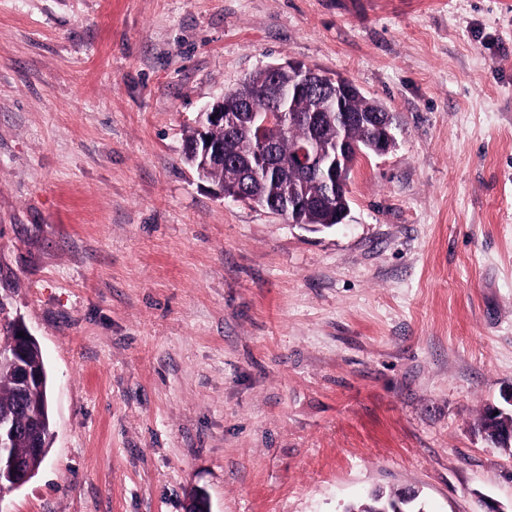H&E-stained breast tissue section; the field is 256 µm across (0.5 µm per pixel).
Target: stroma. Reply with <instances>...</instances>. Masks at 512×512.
Here are the masks:
<instances>
[{
	"label": "stroma",
	"mask_w": 512,
	"mask_h": 512,
	"mask_svg": "<svg viewBox=\"0 0 512 512\" xmlns=\"http://www.w3.org/2000/svg\"><path fill=\"white\" fill-rule=\"evenodd\" d=\"M397 124L344 224L219 198L183 161L265 65ZM0 315L55 438L0 512H512L479 431L512 388V0H0ZM240 112H229L228 100L223 96L213 104L206 106L198 116V126L201 128L213 123L225 122L228 128H234L240 121L236 117ZM205 134L215 141H224L228 136L227 128L220 124H213L205 130ZM398 494L399 491H383V496L379 498L377 495L370 493L365 500L353 504L351 510H358L359 512H378L381 509L387 508L391 511Z\"/></svg>",
	"instance_id": "1"
}]
</instances>
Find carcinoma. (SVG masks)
Here are the masks:
<instances>
[{"mask_svg":"<svg viewBox=\"0 0 512 512\" xmlns=\"http://www.w3.org/2000/svg\"><path fill=\"white\" fill-rule=\"evenodd\" d=\"M268 80L267 72L260 69L246 79L243 84L228 91L229 100L234 107H242V112H266L273 106L272 99L259 94L256 87ZM291 112H316L318 104L306 95L293 96L288 102ZM320 112V111H318ZM344 112L357 114L359 112H385V106L368 98L355 90L343 100L336 102V113L320 112L321 119L317 126L304 123L294 124L288 134L284 135L277 128L266 131L268 145L266 151H261L256 141L245 131L235 134V150L239 157H248L256 161L255 175L246 176L245 189L252 199L259 203H267L272 199H280L285 195L298 199L308 198L310 203L301 207L293 218L300 224L324 225L336 224L338 213L349 204L348 179L345 175L336 180V185L327 187L315 176L306 177L293 170L296 145L306 140L312 132H318L324 138L336 134V115ZM341 133L363 151L371 150L376 140V128L352 123ZM210 136L215 141L224 140L229 131L220 124H214L205 132L196 127L188 131L186 140L193 141ZM25 405L27 412L17 415L18 424H23L27 417H37L48 412V389L25 398L15 388L14 374L10 365L0 363V414L14 413L20 405ZM398 497V492L390 491L378 497L370 494L368 497L352 505L356 512H380L392 508Z\"/></svg>","mask_w":512,"mask_h":512,"instance_id":"cac0c4a2","label":"carcinoma"}]
</instances>
